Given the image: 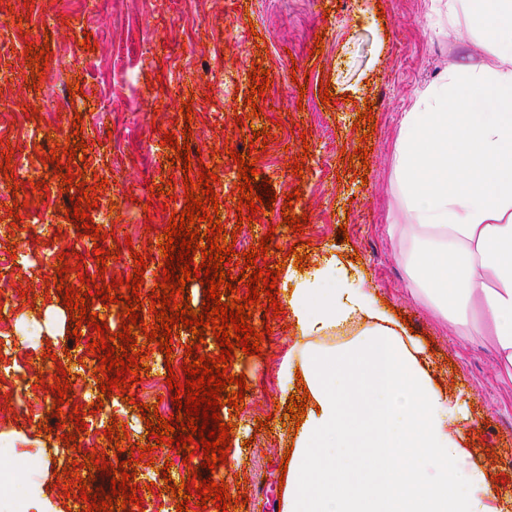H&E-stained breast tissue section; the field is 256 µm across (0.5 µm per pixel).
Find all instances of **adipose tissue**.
Instances as JSON below:
<instances>
[{
  "instance_id": "1",
  "label": "adipose tissue",
  "mask_w": 512,
  "mask_h": 512,
  "mask_svg": "<svg viewBox=\"0 0 512 512\" xmlns=\"http://www.w3.org/2000/svg\"><path fill=\"white\" fill-rule=\"evenodd\" d=\"M434 28L467 16L490 60L449 66L406 112L394 225L417 296L512 377V0H433ZM301 338L285 381L309 399L291 431L282 512H491L461 407L422 346L337 257L292 279Z\"/></svg>"
}]
</instances>
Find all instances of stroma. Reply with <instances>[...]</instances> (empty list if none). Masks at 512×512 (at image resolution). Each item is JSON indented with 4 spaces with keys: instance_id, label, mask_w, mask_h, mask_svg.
<instances>
[{
    "instance_id": "1",
    "label": "stroma",
    "mask_w": 512,
    "mask_h": 512,
    "mask_svg": "<svg viewBox=\"0 0 512 512\" xmlns=\"http://www.w3.org/2000/svg\"><path fill=\"white\" fill-rule=\"evenodd\" d=\"M81 0H0L17 42L0 49V99L22 116V128L0 143L29 155L28 170L0 173V311L9 321L8 344L0 351V442L10 450L0 459L6 478L35 485L56 512H77L74 499L56 487V474L77 467L93 487L111 491V478L89 471L85 457L104 455L110 463L130 459L133 448L147 445L146 418L140 404H154L161 417L176 413L166 381L169 369H181L192 332L180 328L171 354L154 350L145 359L131 393L133 403L102 395L96 369L101 361L87 345L98 337L88 325H75L63 295L47 283L56 275L61 253H68L69 281L120 279L133 275L136 257L147 269L140 293L150 292L165 265L158 247L172 213L185 205L184 178L214 170L221 223L236 234L235 254L227 265L235 288L247 289L239 274L243 253L273 234L268 255L257 267H276L289 249L310 259L333 252L359 269L380 303L393 306L423 343L436 381L458 397L466 414V439L472 463L487 482L502 478L512 488V381L498 373L491 346L481 339L462 342L447 322L411 292V281L389 227L403 223L395 186L394 154L404 112L448 66L475 64L488 56L466 18L446 33L429 21L430 0H99L88 12ZM47 48L41 80H33L27 47ZM269 71L270 84L256 105L246 98L250 72ZM332 83V101L323 103L322 83ZM77 94H69V85ZM191 101V120L180 109ZM260 108L251 117L252 108ZM371 111L372 124L358 123ZM81 127H74V120ZM191 128V169L172 161L165 134L181 137ZM57 129L56 139L45 138ZM268 130V142L252 135ZM85 142L84 160H72V174H83L96 187L97 206L90 222L99 226L100 243L65 216L78 187L61 192L50 151L69 137ZM366 161L354 158L356 149ZM255 156L254 185L271 180L277 198L260 208L251 227L238 228L236 210L239 166L231 152ZM303 161L302 175L292 172ZM47 181L43 195L34 183ZM168 193H161V186ZM300 191L295 215H306L301 231L283 223L288 194ZM22 200L16 214L8 208ZM14 206V205H13ZM346 235H338L339 225ZM112 252L98 264L96 250ZM250 323L264 333L260 354L236 353L228 366L245 375L248 390L238 407L223 406V422L233 423L226 464L202 465V454L154 449L152 464L138 462L132 482L151 512H176L178 500L166 492L164 473L174 482L189 471L225 481L234 504L226 512H280L279 465L289 449V420L276 403L282 397L279 372L294 358L296 330L291 313L253 312ZM80 329L78 342L68 333ZM67 367L72 389L65 397L81 406L82 421L45 417L53 399L55 365ZM24 400L27 409L8 413L9 402ZM268 420V428L258 420ZM129 433L121 449L105 434L112 422ZM75 434V446L63 441Z\"/></svg>"
}]
</instances>
